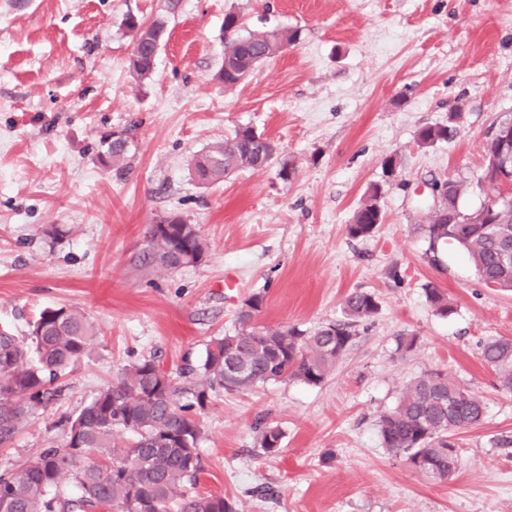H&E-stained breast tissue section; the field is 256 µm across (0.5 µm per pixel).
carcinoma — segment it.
Instances as JSON below:
<instances>
[{"mask_svg":"<svg viewBox=\"0 0 512 512\" xmlns=\"http://www.w3.org/2000/svg\"><path fill=\"white\" fill-rule=\"evenodd\" d=\"M134 47L129 69L142 80L152 76L159 36L167 21L126 18ZM298 31L284 27L249 29L242 16L224 14V86L238 85L255 68L295 45ZM425 145L448 138V126L424 127ZM129 140L106 143L98 159L113 167L128 157ZM277 145L249 126L239 127L190 161V175L210 186L237 171L269 167ZM465 183H440L431 223L424 226L425 255L440 262L439 249L451 244L467 256L478 279L488 287L512 291V195L482 203L484 224L461 219ZM379 187L354 214L347 233L371 234L381 223ZM152 263L169 271L181 268L175 252L203 257L205 247L194 224H153L148 230ZM436 313H454L452 301L437 288L425 289ZM264 295L246 298L237 313L238 330L216 336L202 364L185 367L177 381L155 359L124 368L116 381L101 388L75 417H62L66 441L49 446L22 465L0 472V512H234L222 496L189 491L203 471L198 445L199 416L220 392H246L275 381L323 384L336 362L350 349L356 326L379 309L376 296L355 290L342 302L343 319L312 332L295 326L268 327L258 322ZM92 332L85 315L72 307H47L31 324L28 343L0 331V447L8 445L34 412L61 392L59 381L91 351ZM482 360L499 370L502 386L512 390V340L490 338ZM486 404L442 371H429L410 382L378 421L382 443L416 472L445 481L456 472L461 448L452 433L479 424ZM257 444L267 456L281 452L282 429L264 419L256 424ZM69 476L80 491L76 499L57 494Z\"/></svg>","mask_w":512,"mask_h":512,"instance_id":"carcinoma-1","label":"carcinoma"}]
</instances>
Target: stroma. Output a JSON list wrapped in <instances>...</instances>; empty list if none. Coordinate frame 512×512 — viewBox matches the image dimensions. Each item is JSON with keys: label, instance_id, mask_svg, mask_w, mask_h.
<instances>
[{"label": "stroma", "instance_id": "35a3bbf8", "mask_svg": "<svg viewBox=\"0 0 512 512\" xmlns=\"http://www.w3.org/2000/svg\"><path fill=\"white\" fill-rule=\"evenodd\" d=\"M231 9L300 40L227 89L218 73ZM130 15L168 21L148 80L128 68ZM506 118L512 0H0V330L27 340L44 308L66 305L95 331L61 397L0 447V471L63 445L61 418L126 366L198 365L250 295L265 296L261 323L310 332L340 319L358 289L379 311L323 385L271 382L213 399L197 492L236 512H512V447L492 445L512 437V391L480 357L486 339H512V291L485 286L452 248L430 264L418 230L433 181H465L463 206L480 205L476 179ZM444 123L448 140L419 143L422 127ZM241 126L277 144L290 178L274 164L197 185L192 156ZM115 130L131 137L120 172L98 161ZM374 185L383 222L351 238ZM170 214L207 244L174 272L148 256L150 225ZM429 288L452 298L454 314H436ZM402 334L417 342L400 355ZM435 370L487 405L458 431L447 481L392 456L378 430L406 385ZM261 416L284 433L276 456L257 446Z\"/></svg>", "mask_w": 512, "mask_h": 512}]
</instances>
